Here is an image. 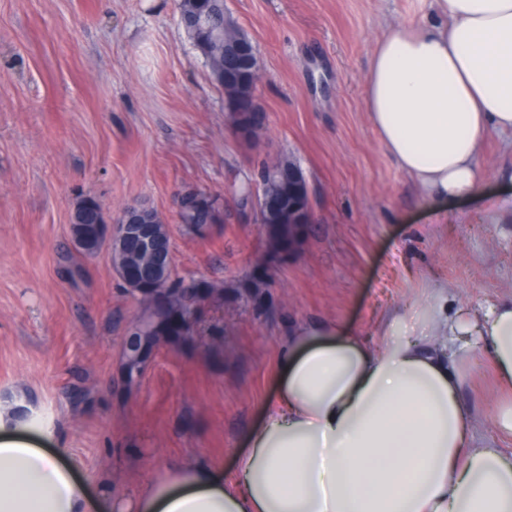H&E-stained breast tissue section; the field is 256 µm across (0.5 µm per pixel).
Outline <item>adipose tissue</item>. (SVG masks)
I'll use <instances>...</instances> for the list:
<instances>
[{
	"mask_svg": "<svg viewBox=\"0 0 512 512\" xmlns=\"http://www.w3.org/2000/svg\"><path fill=\"white\" fill-rule=\"evenodd\" d=\"M418 20L375 42L365 107L385 150L421 198L480 193L491 130L512 133V0H428ZM481 351L509 393L492 415L512 436V301L393 312L376 341L312 320L285 337L275 394L245 433L232 471L168 469L126 512H512V453L479 438L461 390ZM0 404V512H99L57 455L13 436Z\"/></svg>",
	"mask_w": 512,
	"mask_h": 512,
	"instance_id": "obj_1",
	"label": "adipose tissue"
}]
</instances>
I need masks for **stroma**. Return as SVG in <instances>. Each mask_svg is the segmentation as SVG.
Instances as JSON below:
<instances>
[{
  "mask_svg": "<svg viewBox=\"0 0 512 512\" xmlns=\"http://www.w3.org/2000/svg\"><path fill=\"white\" fill-rule=\"evenodd\" d=\"M178 3L0 0V400L28 410V441L115 503L173 462L232 467L275 392L294 323L368 334L440 281L452 307L512 296V135L490 134L480 193L450 202L438 224L365 109L374 41L423 15L426 0H225L258 52L266 122L249 139L232 130ZM279 157L301 166L316 222L276 273L272 312L259 314L231 289L264 250L235 189ZM187 189L219 198L223 221L207 238L179 222ZM86 196L114 218L148 202L170 231L176 273L225 284L209 313L224 328L220 349L161 344L138 389L115 386L139 305L108 250L71 246ZM463 372V402L493 436L492 367Z\"/></svg>",
  "mask_w": 512,
  "mask_h": 512,
  "instance_id": "35a3bbf8",
  "label": "stroma"
}]
</instances>
